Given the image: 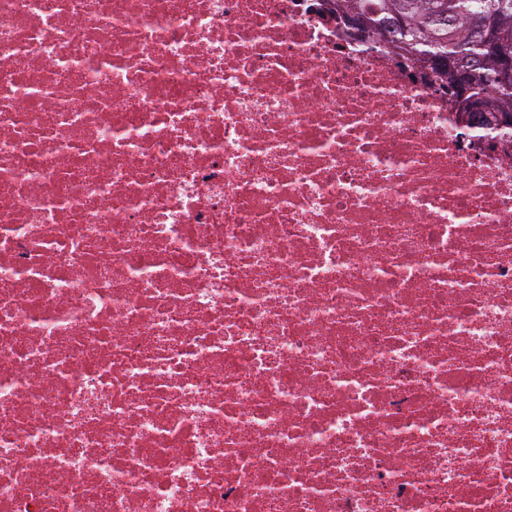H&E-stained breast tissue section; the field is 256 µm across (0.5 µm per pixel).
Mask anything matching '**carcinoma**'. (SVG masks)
Wrapping results in <instances>:
<instances>
[{"mask_svg":"<svg viewBox=\"0 0 512 512\" xmlns=\"http://www.w3.org/2000/svg\"><path fill=\"white\" fill-rule=\"evenodd\" d=\"M330 7L369 39L397 56L430 68L443 81L471 90L460 98L470 111L479 96L487 110L479 131L491 138L512 135V88L497 78L486 43L512 53V0H332Z\"/></svg>","mask_w":512,"mask_h":512,"instance_id":"cac0c4a2","label":"carcinoma"}]
</instances>
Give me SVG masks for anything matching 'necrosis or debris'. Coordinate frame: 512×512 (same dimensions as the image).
<instances>
[{
  "label": "necrosis or debris",
  "mask_w": 512,
  "mask_h": 512,
  "mask_svg": "<svg viewBox=\"0 0 512 512\" xmlns=\"http://www.w3.org/2000/svg\"><path fill=\"white\" fill-rule=\"evenodd\" d=\"M325 0H0V512H512V141Z\"/></svg>",
  "instance_id": "necrosis-or-debris-1"
}]
</instances>
